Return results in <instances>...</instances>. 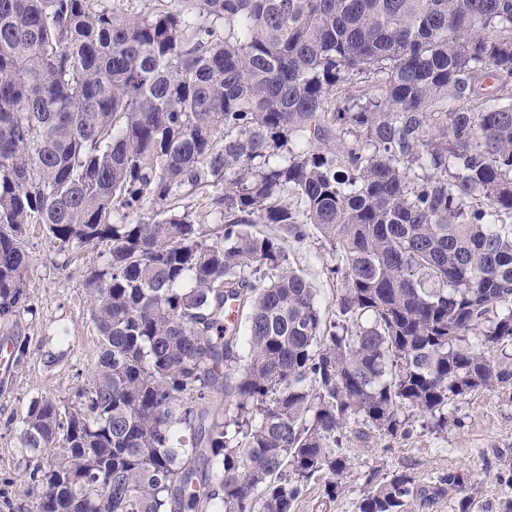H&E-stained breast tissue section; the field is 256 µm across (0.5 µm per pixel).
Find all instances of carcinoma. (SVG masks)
Instances as JSON below:
<instances>
[{"label":"carcinoma","mask_w":512,"mask_h":512,"mask_svg":"<svg viewBox=\"0 0 512 512\" xmlns=\"http://www.w3.org/2000/svg\"><path fill=\"white\" fill-rule=\"evenodd\" d=\"M151 2L0 0V324L26 225L104 258L92 389L23 418L63 449L38 512L326 507L347 435L512 389V0ZM220 185L206 229L182 200ZM258 224L330 246L338 320ZM366 483L354 512L444 493Z\"/></svg>","instance_id":"cac0c4a2"}]
</instances>
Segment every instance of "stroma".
Here are the masks:
<instances>
[{
    "label": "stroma",
    "instance_id": "obj_1",
    "mask_svg": "<svg viewBox=\"0 0 512 512\" xmlns=\"http://www.w3.org/2000/svg\"><path fill=\"white\" fill-rule=\"evenodd\" d=\"M27 291L35 314L19 318L17 326L0 330V341L26 343L25 364L10 370L0 387V512H36L37 496L30 493L29 466L34 457L52 459L55 448L33 454L21 445L19 420L28 403L49 397L69 409L77 394L91 389L100 337L90 320L85 288L88 273L102 263L97 251L59 253L43 225H29ZM288 261L317 291L327 318H334V302L342 287L330 269L335 256L317 233L302 242L286 240ZM63 353L51 364L47 357ZM352 475L330 512H352V502L373 470L407 472L422 484L434 485L448 476L462 478L463 488L448 487L445 495L421 512H459L469 498V512H500L512 498V391L484 390L462 397L448 408V427L433 429L426 419L411 417L407 436L378 437L369 443L348 442Z\"/></svg>",
    "mask_w": 512,
    "mask_h": 512
}]
</instances>
